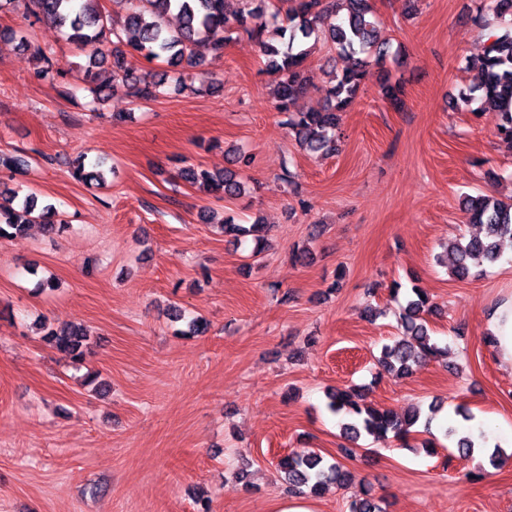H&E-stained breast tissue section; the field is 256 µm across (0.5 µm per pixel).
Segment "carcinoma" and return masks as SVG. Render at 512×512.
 Masks as SVG:
<instances>
[{"label": "carcinoma", "mask_w": 512, "mask_h": 512, "mask_svg": "<svg viewBox=\"0 0 512 512\" xmlns=\"http://www.w3.org/2000/svg\"><path fill=\"white\" fill-rule=\"evenodd\" d=\"M126 14L120 27H115L112 16L102 13L99 0H0V13L23 7L26 14L46 19L66 30L68 40L86 53V81L94 80L93 69L112 62V84L108 89L123 87L138 100L150 101L159 94L161 82L131 75L123 65L121 47L129 46L149 60L163 58L168 65L182 63L200 68L207 65L197 56V48L204 46L219 58L224 51L227 34L242 30L254 38L265 58L267 70L279 75L275 89V110L281 123L298 138L300 145L313 153L329 154L336 151V129L340 113L354 103L365 78L370 59L377 61L385 56V42L373 14L369 0H280L286 6L285 24L275 27V35L266 37L263 21L269 0H245L247 6L227 11L225 0H122ZM496 14L503 22L486 33L484 53L470 64L480 71L477 85L463 95V101L478 100L480 114H490L495 121L496 133L512 140V0H494ZM346 10L340 23L329 24L327 37L348 65L334 75L333 84L327 89L328 105L321 111L293 109L294 101L303 93L306 78L302 63L309 54V40L320 33L326 15L336 14V5ZM178 18V26L168 25L170 16ZM44 77L66 75L47 48L34 49ZM382 94L394 107L403 105V90L398 83L385 79ZM27 160L20 154H1L0 172L12 178L24 172ZM97 164L80 154L76 157L72 174L79 179L95 178ZM183 177L193 185L210 192L238 196L244 185L236 180L231 170L212 173L205 169L186 168ZM463 210L471 224L485 229L484 236H474L466 241L456 239L448 243L456 277L465 278L473 267L496 262L504 251H512V202H503L480 196H466ZM53 208H38V198L28 194L18 199L14 190L0 194V239L23 238L33 224H41L51 232L66 228L54 224ZM224 234L234 240L254 236L259 225L245 226L227 217L222 221ZM393 299L405 301L402 306V336L381 350L379 364L400 376L412 374L416 367L431 359L448 355V346L440 345L430 336L426 315L433 308L428 292L418 286L400 293L399 285L391 288ZM43 341L53 350L73 363L84 360L88 339L84 329L76 324L44 328ZM329 409L348 418L343 426L344 438L356 441L361 432L369 435H386L407 440L412 428L419 421L416 410L398 413L385 408L367 406L363 398L350 390L338 389L328 395ZM457 436L459 457L469 459L475 442L468 434ZM276 470L283 474L291 494H315L329 483L338 487L352 480L351 472L340 462L327 463L318 454L281 457Z\"/></svg>", "instance_id": "carcinoma-1"}]
</instances>
